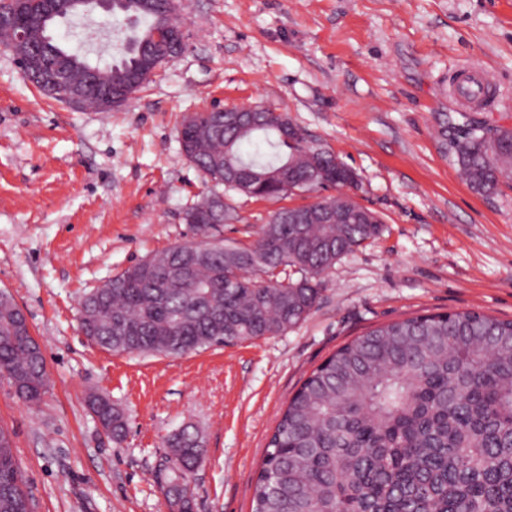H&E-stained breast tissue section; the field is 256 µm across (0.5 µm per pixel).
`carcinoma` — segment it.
Masks as SVG:
<instances>
[{"mask_svg":"<svg viewBox=\"0 0 512 512\" xmlns=\"http://www.w3.org/2000/svg\"><path fill=\"white\" fill-rule=\"evenodd\" d=\"M112 16L131 23L112 63L102 66L43 38L47 57L75 63L90 77L85 98L134 73L149 79L153 32L177 19L173 0H113ZM286 115L264 112L252 129L224 126V113L193 112L180 144L214 186L261 200L313 191L317 172L340 189L354 172L330 151L283 132ZM470 188L496 191L512 168V129L480 125L453 142ZM209 199L189 206L198 258L174 246L112 277L88 295L89 340L112 352L179 355L214 345L276 336L297 327L317 305L323 276L355 247L378 237L382 223L338 193L295 224L270 220L250 243L218 241L202 217ZM349 213L341 223L305 213ZM13 306H0V377L20 398L41 401L48 376L42 350ZM119 441L123 413L91 400ZM174 477L171 505L188 512L185 479L202 459L187 428L167 440ZM28 494L7 432L0 428V512H27ZM252 512H512V320L478 311L407 318L368 330L318 366L290 399L270 436Z\"/></svg>","mask_w":512,"mask_h":512,"instance_id":"carcinoma-1","label":"carcinoma"}]
</instances>
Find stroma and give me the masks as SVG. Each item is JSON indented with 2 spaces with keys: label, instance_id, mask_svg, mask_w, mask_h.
<instances>
[{
  "label": "stroma",
  "instance_id": "stroma-1",
  "mask_svg": "<svg viewBox=\"0 0 512 512\" xmlns=\"http://www.w3.org/2000/svg\"><path fill=\"white\" fill-rule=\"evenodd\" d=\"M188 48L109 112L46 98L0 51V290L41 345L49 390L34 406L0 379L33 512H178L166 441L190 426L203 457L190 512H251L267 441L302 382L375 326L476 310L512 320V177L482 196L453 149L471 121L512 129V0H176ZM126 21L56 23L68 49L110 63ZM480 69L496 104L461 110L457 73ZM267 105L348 164V195L383 224L338 261L298 327L183 355L115 353L79 326L83 296L133 263L191 241L187 206L208 187L185 157V115ZM235 196L227 241L255 239L277 206ZM118 405L114 440L89 406Z\"/></svg>",
  "mask_w": 512,
  "mask_h": 512
}]
</instances>
